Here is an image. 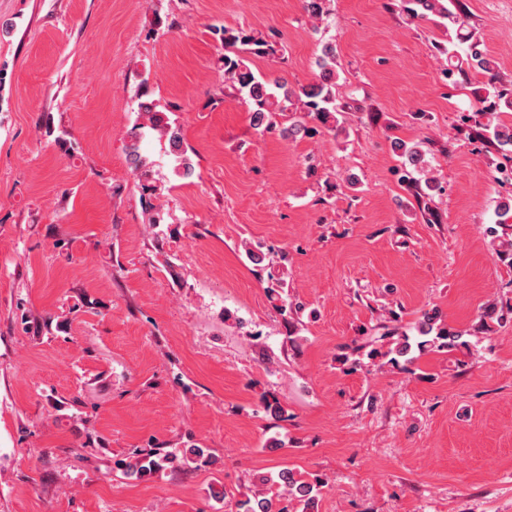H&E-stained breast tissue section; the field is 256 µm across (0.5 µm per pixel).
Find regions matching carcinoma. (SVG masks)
I'll use <instances>...</instances> for the list:
<instances>
[{
  "label": "carcinoma",
  "mask_w": 512,
  "mask_h": 512,
  "mask_svg": "<svg viewBox=\"0 0 512 512\" xmlns=\"http://www.w3.org/2000/svg\"><path fill=\"white\" fill-rule=\"evenodd\" d=\"M404 9L414 19H427L433 15L447 21L456 28L458 41L467 44L465 61L455 54V50L446 45L440 46V51L448 57V72L463 73V66L479 71L486 81L474 89V96L481 104L472 118L482 130L481 136L486 138L500 152L512 153V125L491 120L481 123L479 116L492 115L504 110L512 111V86H505L498 81L496 73L497 63L488 52L480 47V41L472 33L465 32L464 20L460 8V0H403ZM221 33V42L224 46L223 67L224 81L231 83L234 90L244 96L250 104L251 122L253 126L266 129L276 127V118L279 113L287 110V103L297 100L307 115L316 118L323 124L334 118L340 111L336 103L335 67L336 47L331 43L322 46L321 55L316 61L319 74L314 82L288 87L285 80L273 83L267 81L262 75L255 73L248 64V57H273L278 52V41L272 36L254 34L243 29L234 30L227 27L218 29ZM138 112L146 117L149 127L164 137L175 156L174 172L182 178H189L193 174L192 164L183 151V136L181 128L165 120L160 112L154 110L153 103L141 101L138 103ZM402 156L405 157L404 166L408 168L406 175L416 170L425 162L424 154L414 147L408 148L399 145ZM126 157L130 167L142 179V189L148 195H153L157 186L150 182L151 162L140 152V134L132 132L126 144ZM497 256L512 265V235L504 238L498 236L492 240ZM271 286L268 287L270 295L281 298L277 306L279 314L287 326H292L293 315L296 310L288 299L281 297L283 289L282 280L268 273ZM417 335L392 329L387 332V348H372L365 350L360 345L352 349V354L343 356V362L360 364L359 357L364 355L370 360L377 358L386 360V364L397 368H405L413 360L415 351H425L429 348L453 349L464 344L463 332L454 331L441 323L437 312H426L416 327ZM179 462L185 466L190 464L210 463L212 456L206 448H185L180 453L169 452L162 448H150L139 453L130 461H121L118 466L127 477L141 479L163 469L166 465ZM263 489L257 490L245 498L237 501V512H284L280 502L291 497L303 505L302 512H315L317 509L320 487L324 481L319 478L310 482L296 476L292 470L283 468L276 474L264 475L260 478Z\"/></svg>",
  "instance_id": "cac0c4a2"
}]
</instances>
